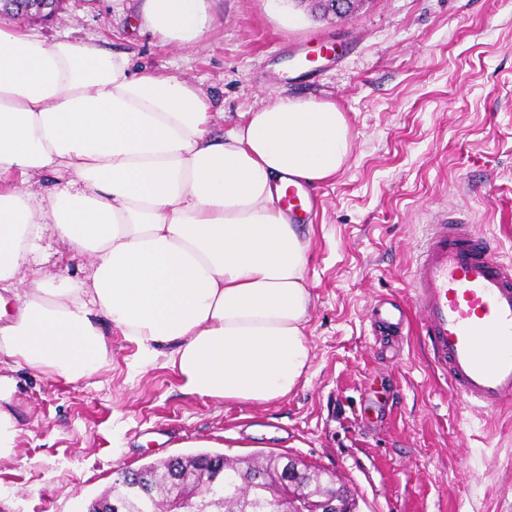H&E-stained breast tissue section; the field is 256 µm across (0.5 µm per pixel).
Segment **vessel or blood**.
Returning <instances> with one entry per match:
<instances>
[{
    "label": "vessel or blood",
    "mask_w": 512,
    "mask_h": 512,
    "mask_svg": "<svg viewBox=\"0 0 512 512\" xmlns=\"http://www.w3.org/2000/svg\"><path fill=\"white\" fill-rule=\"evenodd\" d=\"M278 205L293 218L313 210L314 198L306 186L291 183ZM412 287L433 361L450 391L483 409L512 407V257L473 233L467 217L445 215L428 228ZM371 322L400 328L407 316L382 299Z\"/></svg>",
    "instance_id": "vessel-or-blood-1"
}]
</instances>
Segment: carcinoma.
I'll use <instances>...</instances> for the list:
<instances>
[{
	"instance_id": "carcinoma-1",
	"label": "carcinoma",
	"mask_w": 512,
	"mask_h": 512,
	"mask_svg": "<svg viewBox=\"0 0 512 512\" xmlns=\"http://www.w3.org/2000/svg\"><path fill=\"white\" fill-rule=\"evenodd\" d=\"M296 457L256 452L243 458L197 452L173 456L137 469L139 481L128 478L129 470L115 473L110 493L112 512H162L176 502L186 506L207 500L208 489L219 492V501L207 506L211 512H278L279 495L273 479ZM306 488L312 496L326 494L336 474L305 465Z\"/></svg>"
}]
</instances>
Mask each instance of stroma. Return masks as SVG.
I'll use <instances>...</instances> for the list:
<instances>
[{"instance_id": "obj_1", "label": "stroma", "mask_w": 512, "mask_h": 512, "mask_svg": "<svg viewBox=\"0 0 512 512\" xmlns=\"http://www.w3.org/2000/svg\"><path fill=\"white\" fill-rule=\"evenodd\" d=\"M142 5L64 0L52 21L22 25L194 81L223 110L219 134L281 96L346 116L348 159L310 188V367L287 397L242 404L184 393L171 366H142L116 332L104 366L74 383L2 366L22 433L0 467V512H86L116 470L199 444L300 457L335 472L361 512H512V411L450 391L411 283L444 212L471 216L512 254V0H362L326 20L296 0H205L210 31L166 45L139 24ZM381 298L403 305L410 326L379 343L370 310Z\"/></svg>"}]
</instances>
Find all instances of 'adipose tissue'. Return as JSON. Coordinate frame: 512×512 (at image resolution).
<instances>
[{"mask_svg":"<svg viewBox=\"0 0 512 512\" xmlns=\"http://www.w3.org/2000/svg\"><path fill=\"white\" fill-rule=\"evenodd\" d=\"M202 2L145 0L141 18L195 41ZM350 148L334 103L279 98L218 135L200 86L0 25V299L17 302L0 358L81 380L107 359L106 322L185 393L287 397L311 361L310 239L275 200L288 177L334 178ZM50 239L91 256L84 279L44 270ZM14 390L0 375L1 463L20 432Z\"/></svg>","mask_w":512,"mask_h":512,"instance_id":"ef3b65f1","label":"adipose tissue"}]
</instances>
